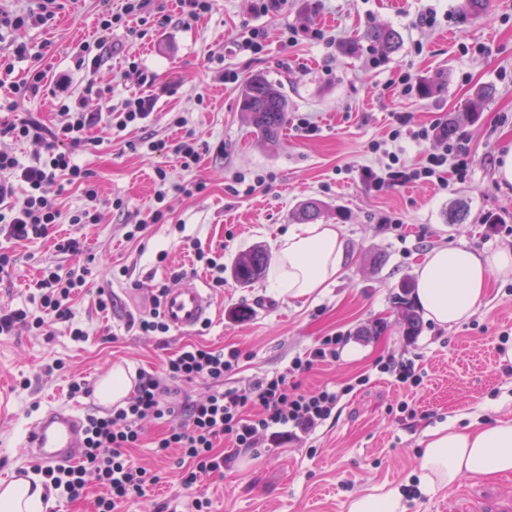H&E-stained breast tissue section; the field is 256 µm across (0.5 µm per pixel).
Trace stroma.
Segmentation results:
<instances>
[{"mask_svg": "<svg viewBox=\"0 0 512 512\" xmlns=\"http://www.w3.org/2000/svg\"><path fill=\"white\" fill-rule=\"evenodd\" d=\"M53 25L30 29L23 37L42 50L43 64L68 73L73 92L87 74L75 68L70 49L93 36L92 20L102 0H59ZM246 0H214L211 12L191 25L180 20L178 0H151L146 36L119 29L108 40L112 67V102L120 104L134 90L119 75L127 57H136L167 93L157 100L142 128L114 133L99 146L76 149L74 159L97 175L106 204L101 223L83 227L81 257L56 252L70 235L56 225L49 237L19 247L20 264L12 279L0 281V303H22L25 285L43 263L89 265L91 285L112 292V308L98 311L90 298L73 306L75 322L87 337L73 341L66 324L52 337L0 338V473L30 470L33 461L23 434L46 405L64 404L83 413L92 398L68 397L72 376L97 384L120 364L131 371L161 373L182 345L235 347L243 352L229 386L245 385L302 353L321 336H348L339 361L303 375V389L343 385L367 373L369 383L342 398L336 415L301 442L260 441L257 449L232 454L223 474L185 488L178 451L156 458L151 448H135L136 463L154 470L157 484L126 501L122 512H195L196 497L208 498V512H346L348 500L363 490L399 489L408 512H512V475L461 479L452 491L420 492L416 460L435 429L488 424L512 419V363L503 358L512 347V279H492L484 304L465 322L444 327L423 321L418 336L403 332L394 297L402 280L435 247H466L477 252L512 249V235L491 230L487 217L512 226V186L496 177L502 152L512 149V0H489L483 13L461 9L462 0H288L279 15L256 18ZM437 24L423 29L417 19L427 8ZM267 30L263 54L235 53L232 43L250 27ZM326 31L324 41L300 40L288 46V27ZM389 27L401 35L399 48L381 56L363 34ZM239 80L227 83L224 71ZM409 73L421 84L433 83L430 95L402 93L397 80ZM264 75L288 100V124L276 143L254 135L241 109V90L251 75ZM495 90L476 113L465 106L478 87ZM407 112L414 124L456 123L469 142L465 175L448 172L446 187L421 181L379 192L368 190L355 170L377 166L371 142L387 139L393 113ZM184 127L172 124L173 116ZM319 128L303 136L298 118ZM206 143L199 165L183 170L173 152L186 133ZM162 141L154 153L131 150V143ZM170 183L200 181L202 193L188 197L169 192L165 218L150 225L141 245L126 242L129 224L154 203L156 167ZM266 175L263 187L249 196L234 194L237 174ZM310 198L323 203V223L338 224L349 253L341 278L314 294L288 298L270 290L267 279L244 287L231 268L253 247L274 252L297 225V210ZM123 202L122 209L111 206ZM465 205L460 224L448 211ZM400 228L381 224V217ZM194 239L226 268L224 285L210 289L213 313L208 328L165 336H144L131 322L153 309L151 287L179 275L205 276L193 266L185 241ZM166 261H159V254ZM248 309L239 320L235 310ZM420 355L423 381L414 390L376 372L384 357ZM62 360L65 371L47 376L44 365ZM29 379L21 389V379ZM415 415L402 413V404Z\"/></svg>", "mask_w": 512, "mask_h": 512, "instance_id": "stroma-1", "label": "stroma"}]
</instances>
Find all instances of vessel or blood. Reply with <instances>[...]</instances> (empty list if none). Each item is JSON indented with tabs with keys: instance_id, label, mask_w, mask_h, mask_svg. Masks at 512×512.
<instances>
[{
	"instance_id": "vessel-or-blood-1",
	"label": "vessel or blood",
	"mask_w": 512,
	"mask_h": 512,
	"mask_svg": "<svg viewBox=\"0 0 512 512\" xmlns=\"http://www.w3.org/2000/svg\"><path fill=\"white\" fill-rule=\"evenodd\" d=\"M157 309L170 328L184 333L209 319L212 303L202 278L184 276L159 294ZM85 436L84 417L77 409L51 404L30 423L24 444L35 459L66 465L81 457Z\"/></svg>"
}]
</instances>
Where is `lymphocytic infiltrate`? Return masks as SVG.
I'll return each instance as SVG.
<instances>
[{"instance_id":"1","label":"lymphocytic infiltrate","mask_w":512,"mask_h":512,"mask_svg":"<svg viewBox=\"0 0 512 512\" xmlns=\"http://www.w3.org/2000/svg\"><path fill=\"white\" fill-rule=\"evenodd\" d=\"M149 0H121L119 9L103 8L94 18L97 39L80 42L73 51L77 68L87 69L89 78L81 94L69 89V77L62 74L49 79L46 70L37 69L24 80H13L18 62L33 55L27 42L15 41L7 51H0V86L9 85L10 98L0 103V274L12 272L19 258L17 246L47 238L52 228L69 222L81 227L102 220L101 198L95 174L74 159L77 148L91 144L90 132L102 134L125 131L142 124L151 115L156 98L131 95L120 106H111L112 79L100 72L103 35L127 26L130 19L142 17ZM51 87L57 101L59 120L48 126L27 115L18 116L21 101L37 95L40 88ZM105 103V110L92 112L89 99ZM396 124L389 141H377L370 150L382 153V165L360 171L364 185L374 191L409 182L433 181L443 184V168L454 165L456 172L466 171L470 152L461 142L449 144L445 152L430 154L422 166L411 168L402 163L399 150L392 144L401 134L416 142L433 138L436 125L411 128L407 113L393 115ZM28 143L33 152L21 161L14 145ZM63 183L80 190L84 204L69 213L62 212L56 198L48 193L50 185ZM87 267H69L49 263L29 283L28 301L22 305L0 306V336L14 335L23 329L39 336H53L60 323H71L73 340L81 341L87 333L72 323V306L79 297L91 296L98 310H107L112 297L105 291H91ZM344 336L333 333L317 339L315 345L295 356L284 368L256 377L241 387L224 384L226 375L239 367L243 357L237 348H211L197 344L183 345L165 363L162 374L138 372L134 391L125 405L104 414H90L85 419V448L74 465L36 464L42 475L46 494L69 503L82 500L89 478H96L104 493L94 502V512H119L130 497L143 495L156 484L157 475L131 458L130 449L140 447L144 423L166 421L168 427L153 446L156 456H166L169 449H180L189 467L181 482L193 488L202 477L223 471L224 456L216 450L217 441L229 447H257L261 438L300 441L315 433L334 417L344 395L355 386L366 385L368 375L341 387L322 386L313 391L302 389L299 379L315 367L339 360ZM198 379L207 380L209 392L197 399L177 402V386Z\"/></svg>"}]
</instances>
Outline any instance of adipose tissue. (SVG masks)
<instances>
[{"label": "adipose tissue", "mask_w": 512, "mask_h": 512, "mask_svg": "<svg viewBox=\"0 0 512 512\" xmlns=\"http://www.w3.org/2000/svg\"><path fill=\"white\" fill-rule=\"evenodd\" d=\"M346 262L342 228L302 224L289 230L271 265V286L283 296L313 294L336 282ZM512 278V250L475 252L432 249L417 269L413 298L425 316L442 326L467 320L484 302L492 277ZM512 474V420L431 432L421 448L418 476L423 490L453 489L461 478Z\"/></svg>", "instance_id": "ef3b65f1"}]
</instances>
